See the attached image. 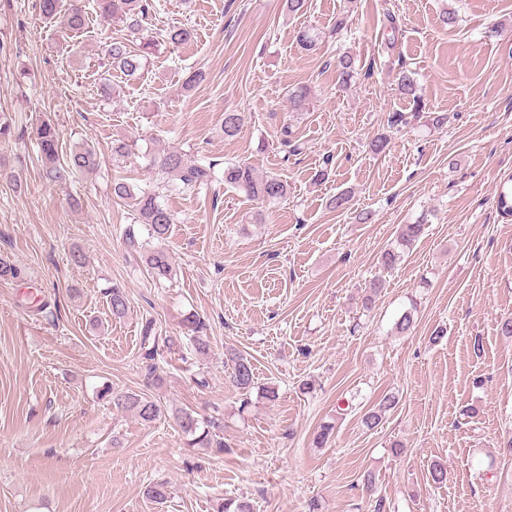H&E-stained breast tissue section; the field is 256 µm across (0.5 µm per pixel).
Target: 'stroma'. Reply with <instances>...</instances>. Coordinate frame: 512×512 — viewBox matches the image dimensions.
<instances>
[{
    "instance_id": "obj_1",
    "label": "stroma",
    "mask_w": 512,
    "mask_h": 512,
    "mask_svg": "<svg viewBox=\"0 0 512 512\" xmlns=\"http://www.w3.org/2000/svg\"><path fill=\"white\" fill-rule=\"evenodd\" d=\"M82 3L87 25L65 39L38 0H0V258L22 271L0 277V512H217L230 496L253 512H512V338L499 333L512 317V222L496 209L512 174V0H308L295 17L283 0H147L148 31L192 37L160 46L133 79L107 54L126 21ZM445 9L455 26H441ZM343 10L347 31L300 48V29L330 27ZM345 52L356 75L342 91ZM403 69L416 98L396 89ZM198 70L204 81L185 90ZM300 86L309 106L295 113L288 93ZM228 110L245 115L231 139L220 132ZM398 112L407 121L391 126ZM431 112L447 124H428ZM45 121L58 162L87 143L96 168L46 180ZM381 133L390 144L378 154ZM118 139L133 144L119 161ZM172 147L214 174L161 192L174 274L156 282L125 244L126 230L142 241L147 230L112 182L156 186L149 159ZM228 160L287 180L288 198L264 204L226 187ZM342 192L347 209L330 208ZM259 210L265 223H252ZM420 220L422 237L380 272L399 226ZM378 275L384 287L369 295ZM115 285L130 306L119 320ZM408 310L414 327L396 334ZM192 313L207 324L204 357L183 327ZM148 319L180 341L152 374L140 356ZM230 349L255 368L246 408ZM267 385L276 400L263 398ZM114 390L219 419L226 452L186 447L173 417L146 424L115 408ZM390 392L396 407L367 428ZM325 423L333 434L315 447ZM436 462L448 467L440 485L428 479ZM156 481L170 492L159 505L144 495Z\"/></svg>"
}]
</instances>
